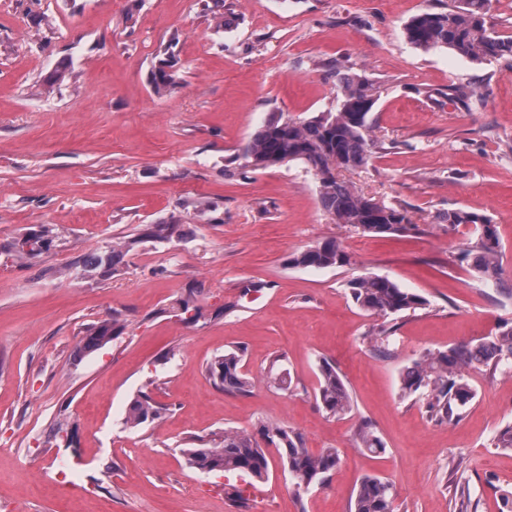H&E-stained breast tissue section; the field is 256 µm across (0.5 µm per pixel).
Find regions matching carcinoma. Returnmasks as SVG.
<instances>
[{
	"mask_svg": "<svg viewBox=\"0 0 512 512\" xmlns=\"http://www.w3.org/2000/svg\"><path fill=\"white\" fill-rule=\"evenodd\" d=\"M490 5L491 0H456V5L446 12L423 11L405 26L407 40L423 50L451 49L472 61H512V35H502L487 25ZM336 76L341 88L336 111L321 112L304 120L272 112L241 149V157L246 166L255 170L300 162L319 179L322 206L336 223L349 224L367 234L403 233L412 226L406 210L366 197L333 175L323 176L333 158L337 165L350 170L366 165L372 154L371 113L377 101V88L361 75L338 70ZM151 84L158 95L176 88L171 57L155 62ZM440 221L450 228L461 224L475 227L474 244L467 251L472 257L471 270L485 284L502 287L501 249L491 219L455 209L443 213ZM176 228L172 223L150 224L143 237L162 242L169 239ZM54 236L53 225L45 224L39 236L18 244L17 253L23 257L38 251ZM141 238L132 237L112 245L107 257L112 269H117ZM348 262L346 252L334 239L311 245L288 260L289 265L304 269L343 267ZM347 287L353 303L361 311L385 319L428 305L426 298L402 288L392 278L371 272L350 279ZM117 331L115 319L100 323L87 333L84 349H98ZM484 367L512 374V325L504 324L503 330L490 340L426 351L411 359L399 374V398L421 402L432 419H458L477 395L468 373ZM207 373L226 393L247 395L254 387L253 378L244 370V350L239 347L227 349L214 358ZM266 378L269 382L278 380L283 391L292 386L290 372L278 357L270 361ZM315 399L329 417H341L353 410V397L344 377L328 359L319 363ZM162 411L149 393L143 392L130 401L125 424L138 428L160 419ZM355 445L373 454L385 451L384 442L367 423L358 426ZM182 452L188 466L196 472L236 474L260 482L269 478L276 461L292 484L299 487L325 483L341 462L337 450L329 448L315 455L306 448L302 434L269 424L260 425L255 434L226 428L219 436H197L190 439L189 447ZM454 500L456 512H468L471 495L466 483H454ZM349 512H394L391 484L374 475L361 478L351 498Z\"/></svg>",
	"mask_w": 512,
	"mask_h": 512,
	"instance_id": "1",
	"label": "carcinoma"
}]
</instances>
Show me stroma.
I'll return each mask as SVG.
<instances>
[{
    "instance_id": "35a3bbf8",
    "label": "stroma",
    "mask_w": 512,
    "mask_h": 512,
    "mask_svg": "<svg viewBox=\"0 0 512 512\" xmlns=\"http://www.w3.org/2000/svg\"><path fill=\"white\" fill-rule=\"evenodd\" d=\"M450 2L0 0V512H239L224 486L245 478L203 477L182 450L191 437L262 422L296 430L312 452L338 449L341 463L326 486L300 493L273 468L247 512H347L367 475L392 484L395 512H453V459L477 512H499L512 453L493 438L512 422V376L473 373L477 396L451 422L398 394L408 360L512 322V65L427 52L405 36L414 15ZM163 50L178 85L160 96L150 73ZM61 64L69 76L47 86ZM338 65L378 89L372 157L338 177L407 210V232L335 223L301 163L253 170L237 159L269 113L335 110ZM452 85L471 89L467 104L448 101ZM200 200L213 206L207 215ZM454 209L491 219L504 289L462 263L469 227L438 221ZM160 222L177 223L170 240L142 238ZM45 224L53 241L18 259L15 243ZM137 235L118 270L82 271ZM330 238L349 265H289ZM366 272L422 294L427 308L393 320L360 311L347 282ZM254 282L263 290L243 296ZM190 291L194 321L177 308ZM114 318L116 336L84 351L88 331ZM383 328L388 358L366 338ZM232 347L255 380L246 397L206 372ZM277 355L287 392L263 381ZM323 358L354 398L341 418L314 398ZM142 391L164 413L127 428ZM362 422L383 454L353 447ZM61 458L74 464L64 479Z\"/></svg>"
}]
</instances>
